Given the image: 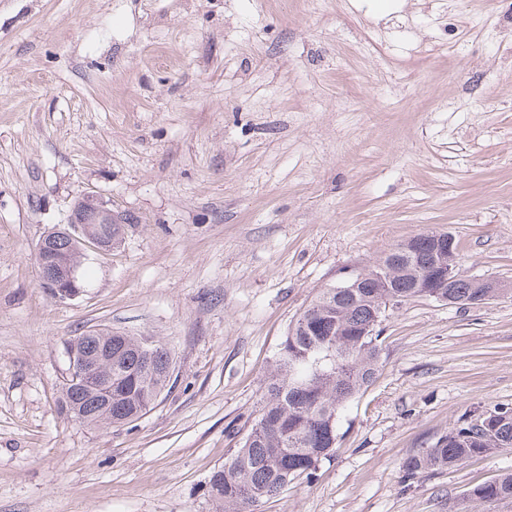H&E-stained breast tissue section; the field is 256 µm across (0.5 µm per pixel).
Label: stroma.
Segmentation results:
<instances>
[{"mask_svg":"<svg viewBox=\"0 0 512 512\" xmlns=\"http://www.w3.org/2000/svg\"><path fill=\"white\" fill-rule=\"evenodd\" d=\"M85 201L124 234L62 301L35 252ZM426 231L501 293L390 311L334 455L254 512H462L512 470L401 471L512 405V0H0V512H215L291 323ZM90 330L171 349L137 420L61 412Z\"/></svg>","mask_w":512,"mask_h":512,"instance_id":"stroma-1","label":"stroma"}]
</instances>
